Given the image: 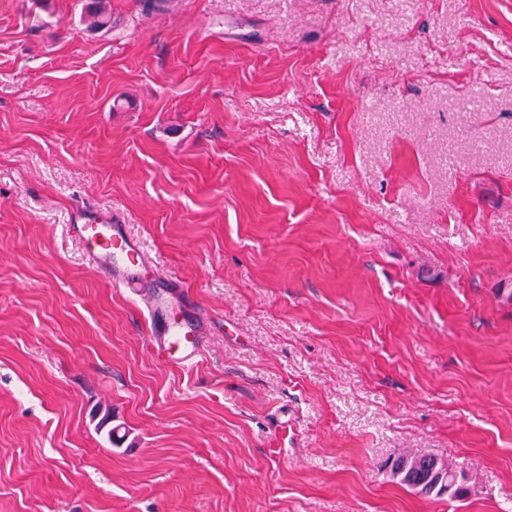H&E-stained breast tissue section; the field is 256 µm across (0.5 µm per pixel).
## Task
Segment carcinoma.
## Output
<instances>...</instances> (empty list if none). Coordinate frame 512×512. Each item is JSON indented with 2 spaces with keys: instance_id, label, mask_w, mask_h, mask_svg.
I'll return each mask as SVG.
<instances>
[{
  "instance_id": "1",
  "label": "carcinoma",
  "mask_w": 512,
  "mask_h": 512,
  "mask_svg": "<svg viewBox=\"0 0 512 512\" xmlns=\"http://www.w3.org/2000/svg\"><path fill=\"white\" fill-rule=\"evenodd\" d=\"M85 21L95 30L108 28L111 13L107 0H92ZM390 475L400 484L423 496L460 498L468 493L462 481L465 475L459 473L446 460L416 453L401 454L391 464Z\"/></svg>"
}]
</instances>
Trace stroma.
I'll list each match as a JSON object with an SVG mask.
<instances>
[{"mask_svg": "<svg viewBox=\"0 0 512 512\" xmlns=\"http://www.w3.org/2000/svg\"><path fill=\"white\" fill-rule=\"evenodd\" d=\"M141 2L0 0V512H512V0ZM85 21L88 26L95 30L108 28L111 24V13L106 0H93L89 6ZM73 229L114 290L146 301L151 343L163 359L180 367L197 364L201 357L196 339L198 326L175 315L167 318L169 280L162 278L141 245L127 235L124 224L94 219L74 224ZM390 475L401 485L427 497L460 498L469 491L461 483L466 479L464 474L458 473L446 460L430 455L401 454L392 462ZM445 489L450 491L444 492Z\"/></svg>", "mask_w": 512, "mask_h": 512, "instance_id": "1", "label": "stroma"}]
</instances>
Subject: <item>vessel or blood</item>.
I'll use <instances>...</instances> for the list:
<instances>
[{
  "mask_svg": "<svg viewBox=\"0 0 512 512\" xmlns=\"http://www.w3.org/2000/svg\"><path fill=\"white\" fill-rule=\"evenodd\" d=\"M74 230L114 290L145 300L151 343L163 359L181 367L197 364L201 357L196 339L198 326L191 320L168 315L169 281L151 263L141 245L127 235L124 225L94 219L75 225Z\"/></svg>",
  "mask_w": 512,
  "mask_h": 512,
  "instance_id": "vessel-or-blood-1",
  "label": "vessel or blood"
}]
</instances>
